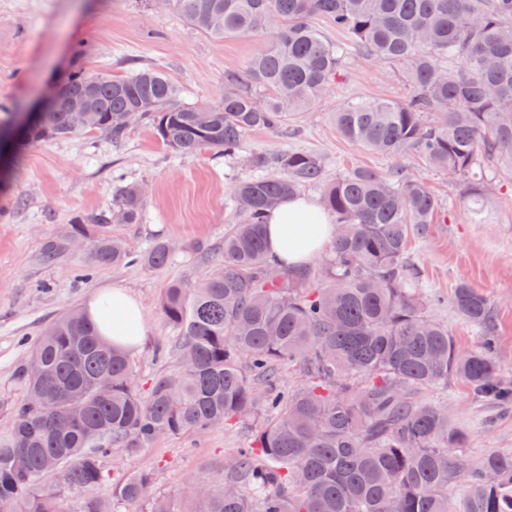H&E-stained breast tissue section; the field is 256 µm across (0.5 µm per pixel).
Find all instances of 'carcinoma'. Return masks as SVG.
I'll use <instances>...</instances> for the list:
<instances>
[{"instance_id": "carcinoma-1", "label": "carcinoma", "mask_w": 512, "mask_h": 512, "mask_svg": "<svg viewBox=\"0 0 512 512\" xmlns=\"http://www.w3.org/2000/svg\"><path fill=\"white\" fill-rule=\"evenodd\" d=\"M171 2L211 37L265 36L245 69L224 77L221 100L186 106L151 68L123 78L77 72L69 90L88 92L92 111L76 116L46 104L21 120V141L87 131L118 140L144 120L173 152L210 149L234 160L248 132L278 131L322 98L351 47L402 66L411 94L343 104L334 119L344 139L390 158L416 152L478 212L491 184L477 171L512 167V0ZM315 16L346 32L351 46L329 40L311 24ZM249 162L254 175L229 192L241 222L224 232L218 269L163 292L162 317L177 332L175 373L141 394L127 351L80 311L30 345L18 370L25 398L0 431V512L20 502L25 512H63V489L77 496L78 512L141 501L149 512H172L149 472L102 491L103 462L115 450L134 457L160 436L245 424L259 410L263 423L226 475L196 493L198 512H512V450L466 462L465 429L447 406L423 397L460 377L479 397L512 406V383L495 371L486 297L464 280L453 288L455 311L483 330L480 346L462 353L448 324L429 312L441 296L422 294L407 255L441 200L401 168H354L325 184V164L309 151L253 154ZM320 183V205L336 226L322 272L272 267L268 212ZM143 198L136 185L121 188L112 219L138 223ZM67 244L46 240L43 259L55 261ZM171 254L164 241L142 253L104 234L95 245L97 264L114 267L159 268ZM31 361L39 372L28 371ZM286 366L301 373V387L280 386ZM103 375L111 379L105 395L97 387ZM458 479L467 493L454 510L448 494Z\"/></svg>"}]
</instances>
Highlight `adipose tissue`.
I'll return each mask as SVG.
<instances>
[{"mask_svg": "<svg viewBox=\"0 0 512 512\" xmlns=\"http://www.w3.org/2000/svg\"><path fill=\"white\" fill-rule=\"evenodd\" d=\"M334 227L319 204L298 196L289 198L267 217V253L273 264L299 267L318 255L329 243ZM112 308L104 310L101 296H94L84 312L114 344L137 349L147 334L143 312L125 288L113 286Z\"/></svg>", "mask_w": 512, "mask_h": 512, "instance_id": "adipose-tissue-1", "label": "adipose tissue"}]
</instances>
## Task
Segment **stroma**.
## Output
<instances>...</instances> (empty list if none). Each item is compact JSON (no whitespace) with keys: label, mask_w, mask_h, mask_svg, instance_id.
Returning <instances> with one entry per match:
<instances>
[{"label":"stroma","mask_w":512,"mask_h":512,"mask_svg":"<svg viewBox=\"0 0 512 512\" xmlns=\"http://www.w3.org/2000/svg\"><path fill=\"white\" fill-rule=\"evenodd\" d=\"M262 43L259 36L213 39L189 26L167 0H0V129H11L18 114L34 111L54 83L79 71L120 78L151 67L178 88L183 104L204 105L223 95L225 73L245 67ZM407 94L399 66L350 53L338 83L298 115L293 130L249 132L243 152H314L324 158L330 178L355 166L380 172L400 166L426 179L444 207L425 236L410 240L409 256L424 288L447 296L463 279L487 297L497 341L493 360L498 374L512 381V169L486 167L495 194L477 220L470 202L420 157L409 153L393 160L365 150L343 139L332 120L350 99L399 101ZM250 173L242 159L227 163L208 149L171 152L143 121L118 140L83 132L25 144L0 161V429L25 396L17 370L29 342L104 288H127L145 316L147 335L130 354L139 390L173 371L168 352L176 333L161 316L163 290L172 281L193 284L214 271L224 233L235 222L228 189ZM127 184L145 191L141 220L102 223ZM77 217L84 219L89 239L45 263L44 240L64 235ZM100 234L135 252L164 240L173 256L162 268L101 266L93 242ZM445 401L452 421L467 432L464 453L470 460L512 448V410L480 400L456 378L448 382ZM251 434L237 424L163 437L132 458L114 453L105 462L104 486L148 471L155 494L170 500L175 512H198L195 492L227 471L231 455Z\"/></svg>","instance_id":"stroma-1"}]
</instances>
